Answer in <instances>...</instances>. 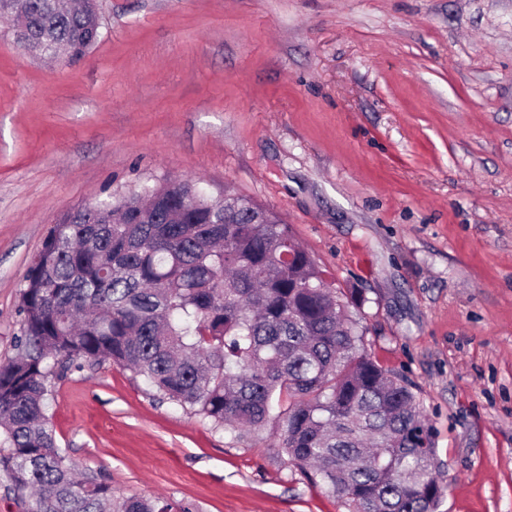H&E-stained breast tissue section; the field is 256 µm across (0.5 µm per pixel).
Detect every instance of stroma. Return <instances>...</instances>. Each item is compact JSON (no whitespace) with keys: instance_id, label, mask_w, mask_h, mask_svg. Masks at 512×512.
I'll list each match as a JSON object with an SVG mask.
<instances>
[{"instance_id":"obj_1","label":"stroma","mask_w":512,"mask_h":512,"mask_svg":"<svg viewBox=\"0 0 512 512\" xmlns=\"http://www.w3.org/2000/svg\"><path fill=\"white\" fill-rule=\"evenodd\" d=\"M80 60L0 20V364L52 224L170 176L272 210L413 384L440 512H512V0H100ZM67 462L199 512H347L273 427L237 439L121 367L52 377Z\"/></svg>"}]
</instances>
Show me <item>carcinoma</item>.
Listing matches in <instances>:
<instances>
[{
	"mask_svg": "<svg viewBox=\"0 0 512 512\" xmlns=\"http://www.w3.org/2000/svg\"><path fill=\"white\" fill-rule=\"evenodd\" d=\"M30 54L83 57L98 0H0ZM17 355L0 365V470L27 512H198L77 477L47 416L49 379L81 359L129 369L159 398L235 437L274 421L278 447L349 512H439L433 428L413 386L363 333L273 211L160 179L72 208L20 293Z\"/></svg>",
	"mask_w": 512,
	"mask_h": 512,
	"instance_id": "obj_1",
	"label": "carcinoma"
}]
</instances>
